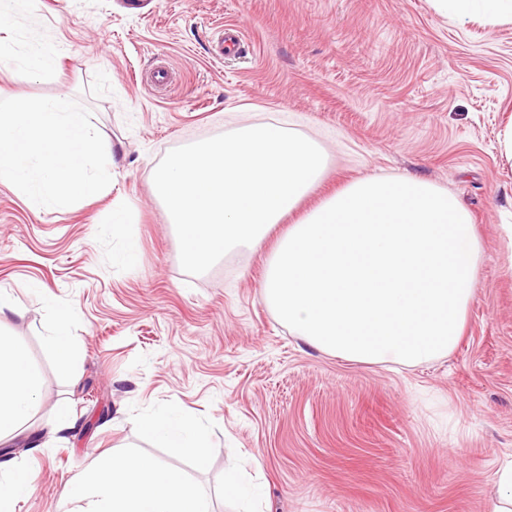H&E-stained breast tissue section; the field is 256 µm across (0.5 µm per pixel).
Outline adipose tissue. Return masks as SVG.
Segmentation results:
<instances>
[{
	"mask_svg": "<svg viewBox=\"0 0 512 512\" xmlns=\"http://www.w3.org/2000/svg\"><path fill=\"white\" fill-rule=\"evenodd\" d=\"M441 7L461 22L475 15L491 27L503 19L512 22V0H441ZM59 54V49L21 34L0 40V64L33 76L51 70ZM40 388L41 379L27 367L24 349L0 336V441L27 430ZM138 424L160 444L205 463L206 435L195 419L164 409L140 418ZM62 495L86 502V512H210L207 498L179 472L152 458L120 451L75 473Z\"/></svg>",
	"mask_w": 512,
	"mask_h": 512,
	"instance_id": "ef3b65f1",
	"label": "adipose tissue"
}]
</instances>
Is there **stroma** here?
I'll return each instance as SVG.
<instances>
[{
  "label": "stroma",
  "mask_w": 512,
  "mask_h": 512,
  "mask_svg": "<svg viewBox=\"0 0 512 512\" xmlns=\"http://www.w3.org/2000/svg\"><path fill=\"white\" fill-rule=\"evenodd\" d=\"M29 16L64 51L58 72H0L5 95L66 97L95 112L112 143L104 195L42 207L0 184V293L21 314L0 332L42 377L36 422L67 411L63 436L39 433L0 459L33 471L14 512L61 507L64 484L115 450L181 470L212 512H247L224 477L258 485V512H488L490 474L512 459V23H463L432 0H24L0 14V38ZM241 55L218 57L226 24ZM170 80L156 85L158 69ZM279 122L328 155L311 207L351 182L414 176L455 194L483 253L459 344L406 368L341 360L289 332L264 299L275 240L235 249L186 274L179 242L151 194L170 150L254 122ZM129 221L102 233L112 207ZM130 265L114 257L128 239ZM73 312L77 382L46 336L52 306ZM175 406L209 440L197 466L157 447L135 421Z\"/></svg>",
  "instance_id": "35a3bbf8"
}]
</instances>
